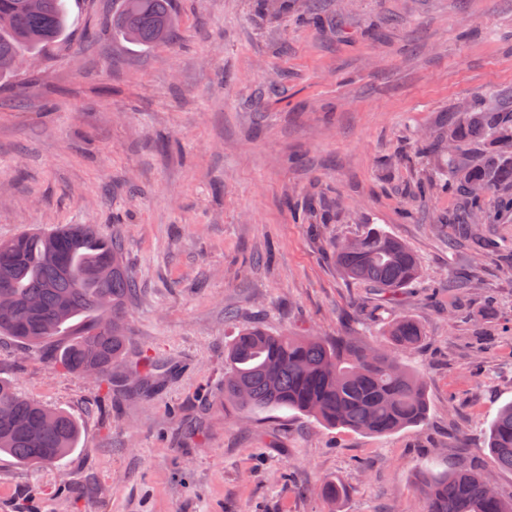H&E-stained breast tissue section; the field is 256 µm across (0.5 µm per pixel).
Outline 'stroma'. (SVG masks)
<instances>
[{"instance_id": "35a3bbf8", "label": "stroma", "mask_w": 512, "mask_h": 512, "mask_svg": "<svg viewBox=\"0 0 512 512\" xmlns=\"http://www.w3.org/2000/svg\"><path fill=\"white\" fill-rule=\"evenodd\" d=\"M174 0L172 39L115 37L119 0H66L67 41L0 96V239L94 224L117 234L139 292L128 362H172L153 395L108 389L0 337V377L74 415L78 447L25 467L0 454V512H423L422 467H475L512 401V219L500 252L450 244L453 200L424 190L422 139L476 91L512 92V0ZM377 225L421 277L386 303L338 268L335 242ZM424 337L428 414L388 436L220 402L235 330ZM340 487L336 506L320 496ZM385 335L402 349L411 350L420 342L422 329L410 316L401 315L391 322Z\"/></svg>"}]
</instances>
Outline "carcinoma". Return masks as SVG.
<instances>
[{"label": "carcinoma", "mask_w": 512, "mask_h": 512, "mask_svg": "<svg viewBox=\"0 0 512 512\" xmlns=\"http://www.w3.org/2000/svg\"><path fill=\"white\" fill-rule=\"evenodd\" d=\"M0 87L13 77L11 59L48 55L66 40L70 23L63 0H0ZM173 0H121L112 34L132 45L164 43ZM442 147L448 166L429 176L452 195L443 217L462 227V240L477 238L479 226L497 212L512 211V99L494 101L483 91L453 108L448 125L421 145ZM336 264L352 280L392 296L416 283V255L378 227L334 249ZM121 243L93 224H64L45 233H21L0 241V336L48 354L75 373L88 370L114 388L148 394L172 365L148 361L135 386L126 371L125 320L137 295ZM386 335L404 350L415 348L422 329L407 315ZM224 402L244 414L290 410L356 433L388 435L421 424L427 415L424 378L365 338L328 341L316 335L272 334L260 327L238 331L224 349ZM81 427L70 413L31 400L0 379V453L24 466L53 463L77 447ZM487 446L512 470V402L491 422ZM425 512H512L478 470L416 472Z\"/></svg>", "instance_id": "cac0c4a2"}]
</instances>
